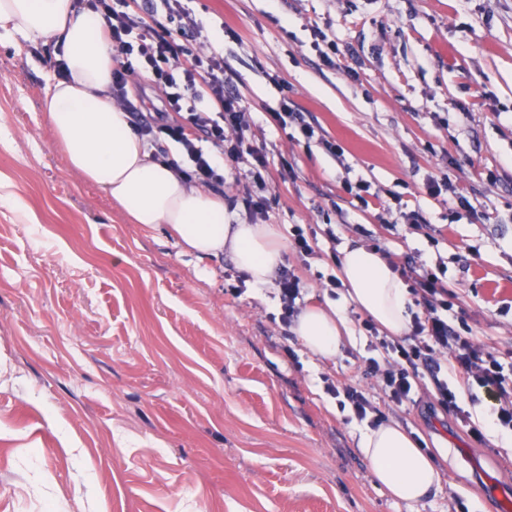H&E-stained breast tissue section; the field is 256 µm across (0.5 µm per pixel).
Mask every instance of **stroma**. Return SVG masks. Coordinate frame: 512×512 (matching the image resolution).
<instances>
[{
  "mask_svg": "<svg viewBox=\"0 0 512 512\" xmlns=\"http://www.w3.org/2000/svg\"><path fill=\"white\" fill-rule=\"evenodd\" d=\"M196 47L224 56L249 110L246 136L274 156L266 216L279 241L311 225L318 250L287 249L305 304H343L355 338L312 355L280 320L276 284L226 286L230 254L183 253L166 228L127 223L56 149L41 110L47 45L0 42V512H487L512 491V435L479 392L474 440L422 403H384L366 371L367 313L324 287L330 254L379 247L441 275L453 311L512 361V0H184ZM337 44L334 64L320 41ZM289 96L341 151L268 121ZM290 169L282 171L278 161ZM451 190L429 196V178ZM369 183L361 205L345 181ZM468 207H461L459 197ZM428 224L413 229L405 214ZM368 393L434 458L423 500L391 498L359 447L370 420L328 385Z\"/></svg>",
  "mask_w": 512,
  "mask_h": 512,
  "instance_id": "35a3bbf8",
  "label": "stroma"
}]
</instances>
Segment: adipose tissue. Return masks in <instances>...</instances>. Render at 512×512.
Wrapping results in <instances>:
<instances>
[{"instance_id": "ef3b65f1", "label": "adipose tissue", "mask_w": 512, "mask_h": 512, "mask_svg": "<svg viewBox=\"0 0 512 512\" xmlns=\"http://www.w3.org/2000/svg\"><path fill=\"white\" fill-rule=\"evenodd\" d=\"M100 14L75 8L74 0H0V35L54 43L65 77L49 84L42 111L69 167L99 187L131 223L166 226L184 252L199 258L232 255L256 286L268 284L283 261L277 228L246 224L223 198L182 181L153 160L113 105L112 42ZM339 278L346 301L367 312L391 336L405 333L406 287L373 249H346ZM292 331L314 355L330 359L351 329L342 306L314 305L296 318ZM359 446L376 481L398 500L413 503L440 482V472L396 423L367 429Z\"/></svg>"}]
</instances>
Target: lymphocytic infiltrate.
<instances>
[{"mask_svg": "<svg viewBox=\"0 0 512 512\" xmlns=\"http://www.w3.org/2000/svg\"><path fill=\"white\" fill-rule=\"evenodd\" d=\"M165 19L142 17L119 10L108 0H78L80 9L100 13L112 41L114 67L112 96L125 101L132 77L143 76L162 88L164 112L131 129L157 143L156 161L168 164L190 183L212 190L224 184V163L244 165L253 186L246 192L250 217L267 215L270 198L261 195L270 171L265 151L250 145L245 136L249 124L240 96L224 89V57L218 52L202 53L193 43L195 22L182 0H162ZM180 145L181 158L170 157L163 141ZM400 277L411 284L412 294L421 297L423 311L414 315L407 332L400 336L376 337L375 357L368 370L379 380L384 402L401 407L412 402L419 381L427 375L436 379L437 406L459 413L460 391L485 390L496 394L500 404L497 425L512 432V369H506L495 348L477 341L467 324L452 325L448 289L442 278L412 262L398 265ZM449 370L454 382L441 380Z\"/></svg>", "mask_w": 512, "mask_h": 512, "instance_id": "lymphocytic-infiltrate-1", "label": "lymphocytic infiltrate"}]
</instances>
